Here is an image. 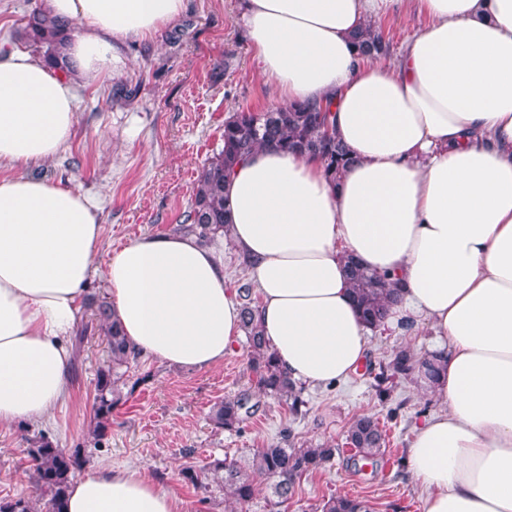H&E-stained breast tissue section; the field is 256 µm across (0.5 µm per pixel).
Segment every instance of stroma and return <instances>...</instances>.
<instances>
[{
  "label": "stroma",
  "instance_id": "35a3bbf8",
  "mask_svg": "<svg viewBox=\"0 0 512 512\" xmlns=\"http://www.w3.org/2000/svg\"><path fill=\"white\" fill-rule=\"evenodd\" d=\"M46 0H0V48L24 49L21 31ZM180 35L161 32L151 40L129 41L119 72L101 84L76 82V123L64 150L52 160L26 168V175L67 186L91 198L103 228L101 254L142 236L172 232L183 223L197 188L198 172L221 145L224 119L239 109L276 107L272 79L254 68L239 0H188L173 23ZM87 337L72 366L68 400L48 422L0 428V499L30 496V439L46 434L62 448H81L80 472L97 466H138L172 492L182 512H224L231 496L221 487L197 493L182 477L187 465L201 468L230 458L251 470L256 487L245 512H271V481L250 467L255 449L294 443L336 447L333 460L296 482L287 512H320L333 496L368 501L372 512H425L422 487L407 459L415 427L440 411L437 399L421 393L415 377L394 374L395 351L413 362L429 358L434 340L427 328L396 323L373 330L370 359L349 378L327 387H302L300 412L265 397L239 430L215 428L214 403L252 390L250 348L239 341L222 365L194 370L142 357L128 368L104 437H94L96 374L108 353L89 312ZM372 415L384 425L387 447L377 464L352 461L344 445L353 420Z\"/></svg>",
  "mask_w": 512,
  "mask_h": 512
}]
</instances>
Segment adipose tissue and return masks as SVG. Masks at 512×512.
Listing matches in <instances>:
<instances>
[{"label":"adipose tissue","mask_w":512,"mask_h":512,"mask_svg":"<svg viewBox=\"0 0 512 512\" xmlns=\"http://www.w3.org/2000/svg\"><path fill=\"white\" fill-rule=\"evenodd\" d=\"M77 20L70 70L0 50V426L40 423L70 395L71 334L102 275L130 345L169 366L222 365L240 340L224 260L188 234L129 240L104 267L79 191L23 167L53 159L76 122L73 84L113 77L129 41L153 39L185 0H46ZM414 4L424 24L392 59L351 36ZM260 75L284 104H330L350 164L260 149L227 177L228 240L249 261L270 352L291 380L327 385L368 357L346 260L398 287L393 319L439 339L418 387L440 412L408 459L426 512H512V0H241ZM67 512H180L140 469L71 483Z\"/></svg>","instance_id":"ef3b65f1"}]
</instances>
